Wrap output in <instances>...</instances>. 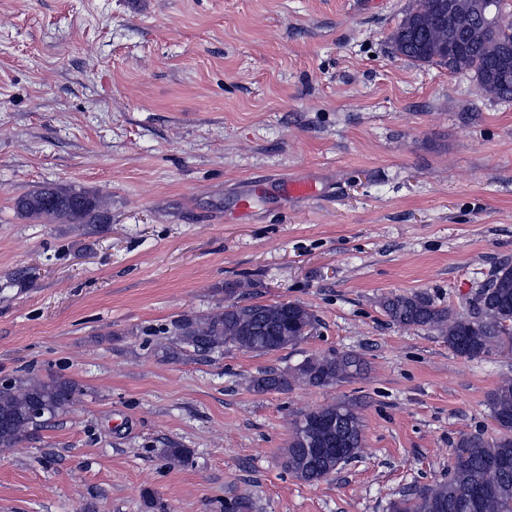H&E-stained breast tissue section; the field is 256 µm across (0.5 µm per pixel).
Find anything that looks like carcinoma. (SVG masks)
I'll list each match as a JSON object with an SVG mask.
<instances>
[{
	"label": "carcinoma",
	"instance_id": "1",
	"mask_svg": "<svg viewBox=\"0 0 512 512\" xmlns=\"http://www.w3.org/2000/svg\"><path fill=\"white\" fill-rule=\"evenodd\" d=\"M466 20L458 32L443 38L441 17L448 0H415L392 34L396 54L420 64L470 71L481 91L497 100H512V25L485 33L481 0H457ZM16 213L50 224H107L105 197L74 185L49 184L18 196ZM380 306L390 321L411 328L433 329L448 347L468 357H488L501 348L512 325V263L504 262L476 293V312L462 316L437 305L424 293L392 294ZM316 323V316L296 302L240 304L229 302L207 315H184L174 323L180 340L199 351L226 345L268 354L297 345ZM364 371L349 353H328L304 359L293 368L270 369L250 380L258 393L288 391L295 386L330 387L351 381ZM79 392L62 377H28L0 383V450L17 447L38 425L65 413ZM43 415L30 417L33 406ZM499 436L488 441L467 436L457 445L448 479L417 487L389 504V512H512V380H504L488 396ZM363 425L357 404L340 400L296 416L285 455V467L307 483L327 479L354 459L361 449Z\"/></svg>",
	"mask_w": 512,
	"mask_h": 512
}]
</instances>
